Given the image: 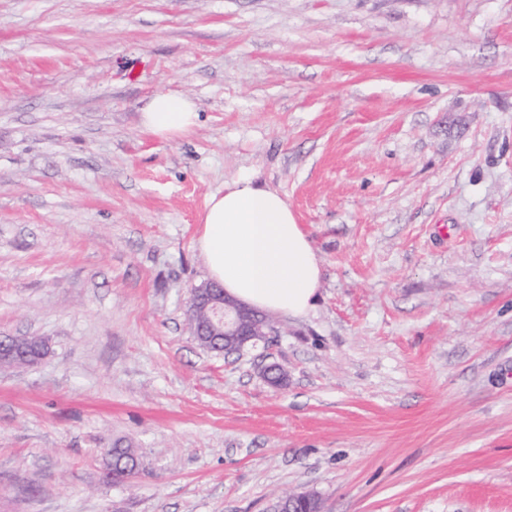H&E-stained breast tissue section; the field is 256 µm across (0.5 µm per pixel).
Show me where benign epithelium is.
Masks as SVG:
<instances>
[{"mask_svg":"<svg viewBox=\"0 0 512 512\" xmlns=\"http://www.w3.org/2000/svg\"><path fill=\"white\" fill-rule=\"evenodd\" d=\"M198 293L214 310V321L209 323V327L224 335V354H234L255 340L258 332L251 317L256 310L227 295L224 288L216 283L198 287Z\"/></svg>","mask_w":512,"mask_h":512,"instance_id":"1","label":"benign epithelium"}]
</instances>
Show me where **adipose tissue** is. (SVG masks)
<instances>
[{"instance_id": "adipose-tissue-1", "label": "adipose tissue", "mask_w": 512, "mask_h": 512, "mask_svg": "<svg viewBox=\"0 0 512 512\" xmlns=\"http://www.w3.org/2000/svg\"><path fill=\"white\" fill-rule=\"evenodd\" d=\"M195 101L181 93H155L141 112L145 134L181 138L198 124ZM197 247L209 276L227 294L258 310L303 316L314 306L321 267L287 200L241 176L209 197Z\"/></svg>"}]
</instances>
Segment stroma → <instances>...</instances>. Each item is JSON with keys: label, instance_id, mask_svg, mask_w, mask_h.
<instances>
[{"label": "stroma", "instance_id": "1", "mask_svg": "<svg viewBox=\"0 0 512 512\" xmlns=\"http://www.w3.org/2000/svg\"><path fill=\"white\" fill-rule=\"evenodd\" d=\"M242 174L322 279L227 357L186 311ZM3 336L49 352L0 367V512H512V0H0ZM195 101L181 93L157 92L141 112L140 126L145 134L164 141L181 138L198 125ZM105 466L112 468L111 478L117 482L133 479L138 473V460L133 449L118 442L106 450Z\"/></svg>", "mask_w": 512, "mask_h": 512}]
</instances>
